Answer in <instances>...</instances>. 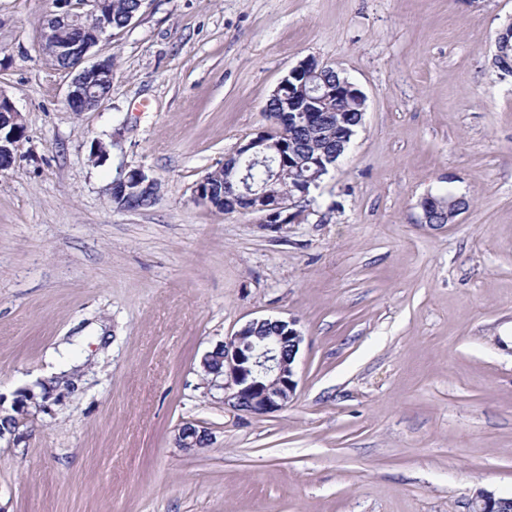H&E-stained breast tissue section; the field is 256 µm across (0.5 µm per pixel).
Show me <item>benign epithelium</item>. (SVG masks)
Returning a JSON list of instances; mask_svg holds the SVG:
<instances>
[{"mask_svg": "<svg viewBox=\"0 0 512 512\" xmlns=\"http://www.w3.org/2000/svg\"><path fill=\"white\" fill-rule=\"evenodd\" d=\"M56 10L50 12L42 24L40 51L43 56L68 55L67 71L71 75L65 95V102L74 112H92L103 103L98 88L112 83V59L106 58L86 64L90 52L104 36L112 34V10L110 0H54ZM87 18L80 28V37L75 43L60 41L62 32L73 30L76 18ZM318 67L320 71L330 70L326 63L315 65L310 58L300 61L272 91L271 97L291 87V81L299 78L304 71ZM329 97L336 93L355 97L366 102L363 92L347 78H336L331 84L315 85L309 93L296 99L288 97L285 116L288 121L301 126L307 122L306 112L313 102L311 94ZM281 120H270V126L260 130L256 136L240 146L235 157L246 164L263 162L267 158L265 149L276 147L273 130ZM21 113L12 103L0 96V171L10 169L16 158L22 138ZM333 157H319L311 160L313 169L302 177L303 186L318 185V179L326 173ZM158 181L142 170H132L124 178L112 183L109 188L110 200L121 209L133 198L149 197ZM248 189L245 177L223 182L222 191H217L209 176H204L195 189L196 197L212 206L216 198L223 200L239 194V189ZM309 202L307 190L294 198L283 194L257 197V204L249 208L251 213H261L264 224L275 227L288 224L296 219L301 204ZM298 321L260 318L248 321L233 336L205 354L200 362L208 386L224 393V403L251 415H267L286 407L295 396L299 378L296 358L303 340L297 328ZM6 397L0 394V419L9 422V439L18 442L28 437L29 424L39 414H49L52 406L60 402L53 396V390L42 388L35 391L31 387L18 390L10 406H5ZM176 442L186 452H192L211 444L212 436L208 428L193 422L184 423L178 430ZM506 499L488 491H481L472 502L471 512H504Z\"/></svg>", "mask_w": 512, "mask_h": 512, "instance_id": "7a95c632", "label": "benign epithelium"}]
</instances>
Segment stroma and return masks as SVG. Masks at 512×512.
I'll use <instances>...</instances> for the list:
<instances>
[{
	"label": "stroma",
	"mask_w": 512,
	"mask_h": 512,
	"mask_svg": "<svg viewBox=\"0 0 512 512\" xmlns=\"http://www.w3.org/2000/svg\"><path fill=\"white\" fill-rule=\"evenodd\" d=\"M52 0H0V393L74 342L72 385L0 440V512H469L512 497V0H147L94 49L112 90L65 103L39 49ZM366 96L299 218L221 213L196 184L268 127L300 60ZM107 152L94 157L97 143ZM160 184L138 210L109 187ZM469 205L431 226L420 200ZM304 340L288 406H225L199 363L260 317ZM197 422L214 442L176 445ZM22 125L21 113L16 112L7 98L0 96V171L10 169L15 162ZM158 181L143 170H132L124 178L112 183L109 188L110 200L121 209H128L127 203L133 198L153 197Z\"/></svg>",
	"instance_id": "1"
}]
</instances>
